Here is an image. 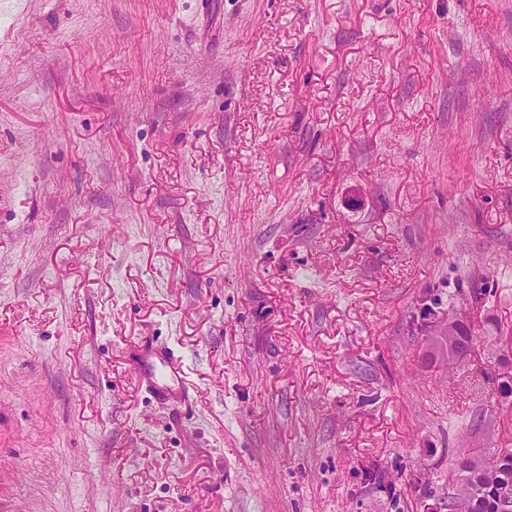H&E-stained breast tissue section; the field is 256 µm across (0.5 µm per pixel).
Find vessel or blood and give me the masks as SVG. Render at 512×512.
I'll return each mask as SVG.
<instances>
[{
  "instance_id": "vessel-or-blood-1",
  "label": "vessel or blood",
  "mask_w": 512,
  "mask_h": 512,
  "mask_svg": "<svg viewBox=\"0 0 512 512\" xmlns=\"http://www.w3.org/2000/svg\"><path fill=\"white\" fill-rule=\"evenodd\" d=\"M136 381L156 399L171 406L191 403L190 385L185 378L184 362L174 349L144 342L134 362Z\"/></svg>"
}]
</instances>
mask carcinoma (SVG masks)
I'll list each match as a JSON object with an SVG mask.
<instances>
[{
  "label": "carcinoma",
  "mask_w": 512,
  "mask_h": 512,
  "mask_svg": "<svg viewBox=\"0 0 512 512\" xmlns=\"http://www.w3.org/2000/svg\"><path fill=\"white\" fill-rule=\"evenodd\" d=\"M449 336L448 363L453 364L469 351L472 336L467 327ZM454 479L448 486V501L440 507L448 512H504L502 491L512 488V451L504 450L481 460L460 450L452 460Z\"/></svg>",
  "instance_id": "carcinoma-1"
}]
</instances>
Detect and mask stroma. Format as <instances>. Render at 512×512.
<instances>
[{
	"label": "stroma",
	"instance_id": "obj_1",
	"mask_svg": "<svg viewBox=\"0 0 512 512\" xmlns=\"http://www.w3.org/2000/svg\"><path fill=\"white\" fill-rule=\"evenodd\" d=\"M458 448L512 449V0H0V512H426ZM457 332L460 336H446V343L448 340L450 343L448 364H453L460 358H463L464 354L469 351L472 342V336L467 327H459ZM133 367L138 386L156 399L174 407L190 405L184 362L174 349L146 341L141 344Z\"/></svg>",
	"mask_w": 512,
	"mask_h": 512
}]
</instances>
